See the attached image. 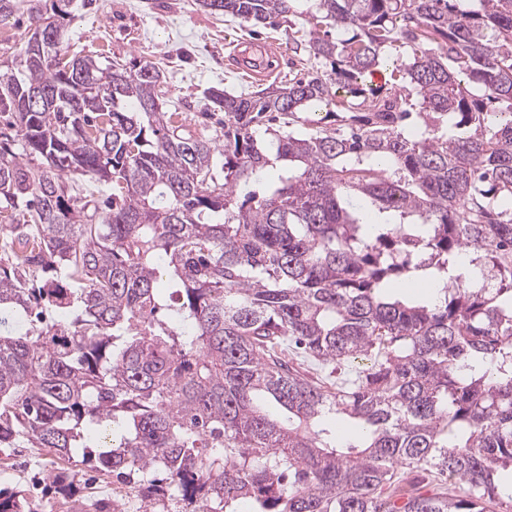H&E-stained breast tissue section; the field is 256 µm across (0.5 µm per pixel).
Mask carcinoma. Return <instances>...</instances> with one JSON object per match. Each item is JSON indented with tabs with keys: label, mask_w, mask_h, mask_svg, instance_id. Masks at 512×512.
Segmentation results:
<instances>
[{
	"label": "carcinoma",
	"mask_w": 512,
	"mask_h": 512,
	"mask_svg": "<svg viewBox=\"0 0 512 512\" xmlns=\"http://www.w3.org/2000/svg\"><path fill=\"white\" fill-rule=\"evenodd\" d=\"M202 2L274 27L300 0ZM314 2L330 69L210 89L221 143L162 110L150 62L77 74L59 38L6 62L0 448H101L150 508L512 512V0ZM68 4L0 0V22L59 35ZM313 104L339 127L296 128ZM423 279L436 299L397 295Z\"/></svg>",
	"instance_id": "1"
}]
</instances>
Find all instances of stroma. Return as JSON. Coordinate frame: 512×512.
Masks as SVG:
<instances>
[{
	"label": "stroma",
	"mask_w": 512,
	"mask_h": 512,
	"mask_svg": "<svg viewBox=\"0 0 512 512\" xmlns=\"http://www.w3.org/2000/svg\"><path fill=\"white\" fill-rule=\"evenodd\" d=\"M69 11L63 44L104 63L115 59L156 63L163 73L164 111L177 113L187 131L197 136L219 140L224 134L217 118L204 115L208 89L244 95L261 88L248 79L233 54L239 39L256 46L275 41L270 63L277 69V81L318 67L289 40L285 27L257 29L240 19L205 11L198 0H70ZM54 468L47 451L17 443L0 455V489L24 491L35 512H99L114 503L121 512L146 510L136 485L120 483L82 463L76 466L80 493L64 498L50 479Z\"/></svg>",
	"instance_id": "35a3bbf8"
}]
</instances>
